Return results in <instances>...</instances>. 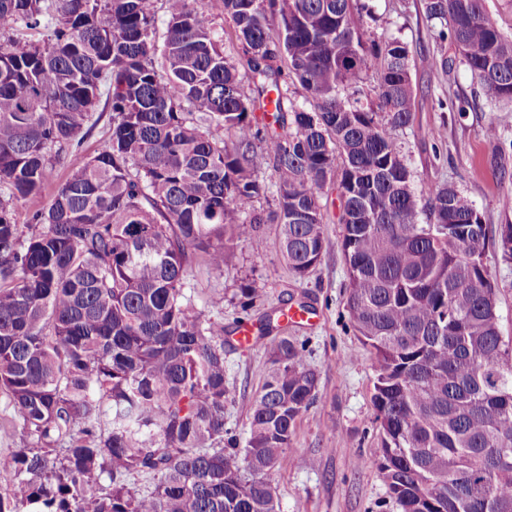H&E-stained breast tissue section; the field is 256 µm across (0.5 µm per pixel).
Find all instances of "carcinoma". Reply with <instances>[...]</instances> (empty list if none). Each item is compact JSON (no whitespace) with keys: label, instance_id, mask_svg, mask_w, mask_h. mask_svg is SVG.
I'll use <instances>...</instances> for the list:
<instances>
[{"label":"carcinoma","instance_id":"carcinoma-1","mask_svg":"<svg viewBox=\"0 0 512 512\" xmlns=\"http://www.w3.org/2000/svg\"><path fill=\"white\" fill-rule=\"evenodd\" d=\"M161 8L159 49L154 0H0V427L19 442L0 459V512H277L265 475L316 397L305 344L275 343L239 440L224 422V322L188 276L224 271L277 224L288 270L307 278L329 246L331 182L389 498L397 512H512V341L484 264L492 239L512 261V224L493 235L448 184L415 193L396 134L412 120L406 44L368 37L362 0ZM424 10L482 97L512 104V40L485 0ZM20 25L50 38L13 36ZM99 109L108 145L87 155ZM63 160L68 178L39 204ZM21 200L35 205L26 224Z\"/></svg>","mask_w":512,"mask_h":512}]
</instances>
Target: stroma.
<instances>
[{
    "label": "stroma",
    "instance_id": "stroma-1",
    "mask_svg": "<svg viewBox=\"0 0 512 512\" xmlns=\"http://www.w3.org/2000/svg\"><path fill=\"white\" fill-rule=\"evenodd\" d=\"M372 12L362 25L371 38L401 37L409 48L413 88L410 125L397 133L414 172V189L450 183L480 212L485 224H512V112H495L479 93L459 60L455 45L440 39L428 22L423 0H370ZM500 122L501 138L484 136L491 118ZM330 248L316 271L299 280L281 258L278 227L261 225V249L241 246L223 271L194 266L189 279L194 300L207 308L211 297L224 298L225 329L237 321L258 323L274 309L305 301L311 322L289 326V335L306 345L307 362L318 379L317 398L300 417L289 449L290 463L267 475L280 512H396L377 464L381 431L373 402L375 354L353 330L346 307L347 268L338 222L340 199L328 185ZM484 262L499 290L498 309L504 337L512 338V262L488 246ZM253 285L259 295L245 304L241 288ZM269 340L247 347L224 348L231 395L224 408L228 428L245 435L251 404L269 366Z\"/></svg>",
    "mask_w": 512,
    "mask_h": 512
}]
</instances>
